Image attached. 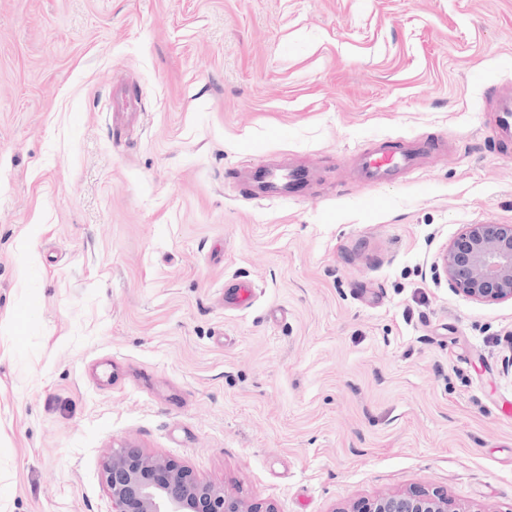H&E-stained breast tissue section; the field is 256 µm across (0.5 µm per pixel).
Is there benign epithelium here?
<instances>
[{
	"instance_id": "obj_1",
	"label": "benign epithelium",
	"mask_w": 512,
	"mask_h": 512,
	"mask_svg": "<svg viewBox=\"0 0 512 512\" xmlns=\"http://www.w3.org/2000/svg\"><path fill=\"white\" fill-rule=\"evenodd\" d=\"M450 288L482 303L512 301V224H468L439 256ZM112 512H275L249 502L135 446L114 448L103 462ZM338 512H469L446 494L388 492Z\"/></svg>"
}]
</instances>
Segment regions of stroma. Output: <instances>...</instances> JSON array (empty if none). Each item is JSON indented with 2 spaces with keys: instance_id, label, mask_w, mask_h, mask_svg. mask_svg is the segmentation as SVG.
I'll list each match as a JSON object with an SVG mask.
<instances>
[{
  "instance_id": "1",
  "label": "stroma",
  "mask_w": 512,
  "mask_h": 512,
  "mask_svg": "<svg viewBox=\"0 0 512 512\" xmlns=\"http://www.w3.org/2000/svg\"><path fill=\"white\" fill-rule=\"evenodd\" d=\"M508 87L512 0H0L7 512H112L124 444L277 512H512V303L433 269L512 224ZM409 138L445 149L358 183ZM273 161L304 194L250 196ZM431 149L422 141H409L397 146L381 145L360 151L357 158V180L373 185L413 171L422 154ZM337 512H471L446 494L388 492L347 504Z\"/></svg>"
}]
</instances>
